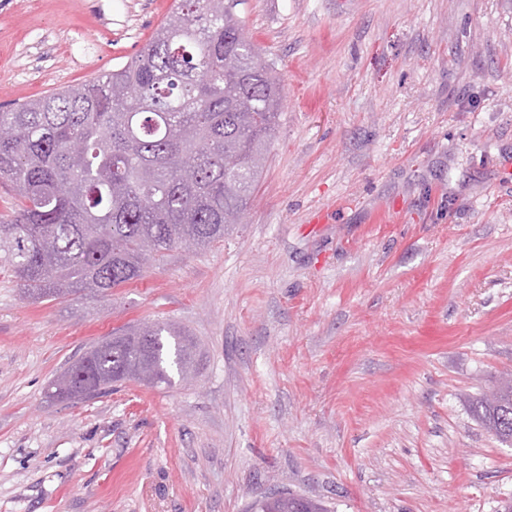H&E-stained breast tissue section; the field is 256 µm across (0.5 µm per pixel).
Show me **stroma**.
<instances>
[{
    "instance_id": "obj_1",
    "label": "stroma",
    "mask_w": 512,
    "mask_h": 512,
    "mask_svg": "<svg viewBox=\"0 0 512 512\" xmlns=\"http://www.w3.org/2000/svg\"><path fill=\"white\" fill-rule=\"evenodd\" d=\"M174 0H0V106L149 42ZM283 86L244 223L111 295L26 302L0 260V512H498L512 447V0H242ZM172 322L173 386L59 403L113 331ZM474 419L499 442L512 446V377L472 402ZM255 512H328L326 505L315 500L288 491H279L264 495L255 501Z\"/></svg>"
}]
</instances>
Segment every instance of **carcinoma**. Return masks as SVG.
Instances as JSON below:
<instances>
[{
	"label": "carcinoma",
	"mask_w": 512,
	"mask_h": 512,
	"mask_svg": "<svg viewBox=\"0 0 512 512\" xmlns=\"http://www.w3.org/2000/svg\"><path fill=\"white\" fill-rule=\"evenodd\" d=\"M233 0H176L150 41L121 66L0 109V187L17 199L0 218V255L33 301L82 290L108 296L164 250L224 241L246 210L279 125L280 82L247 38ZM173 383L194 344L170 323L131 326L67 368L69 402L88 375L98 390ZM474 419L512 446V379L472 402ZM254 512H328L279 491Z\"/></svg>",
	"instance_id": "1"
}]
</instances>
